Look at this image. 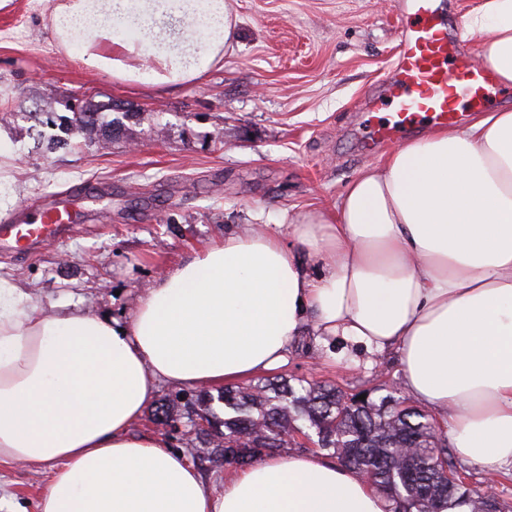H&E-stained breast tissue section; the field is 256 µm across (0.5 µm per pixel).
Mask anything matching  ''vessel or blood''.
<instances>
[{"instance_id":"vessel-or-blood-1","label":"vessel or blood","mask_w":512,"mask_h":512,"mask_svg":"<svg viewBox=\"0 0 512 512\" xmlns=\"http://www.w3.org/2000/svg\"><path fill=\"white\" fill-rule=\"evenodd\" d=\"M396 7L411 21L401 32L385 93L371 102L372 108L387 112L375 133L380 140L400 139L425 120L458 123L461 99L482 105L486 88L493 84L489 69L459 55L439 0H397ZM80 220V212L68 204L38 202L21 220L0 225V248L22 250L47 237L69 235Z\"/></svg>"}]
</instances>
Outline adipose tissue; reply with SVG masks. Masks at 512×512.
<instances>
[{
  "instance_id": "ef3b65f1",
  "label": "adipose tissue",
  "mask_w": 512,
  "mask_h": 512,
  "mask_svg": "<svg viewBox=\"0 0 512 512\" xmlns=\"http://www.w3.org/2000/svg\"><path fill=\"white\" fill-rule=\"evenodd\" d=\"M52 21L62 41L83 39L85 65L153 85L195 79L238 40L228 0H59ZM463 29L511 86L512 0H479ZM309 329L397 349L405 392L443 416L459 458L512 467V111L393 147L288 236L247 230L196 250L124 323L43 312L0 280V467L55 464L38 512H389L323 455L264 458L215 486L132 429L160 384L255 378Z\"/></svg>"
}]
</instances>
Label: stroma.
I'll use <instances>...</instances> for the list:
<instances>
[{"label": "stroma", "instance_id": "35a3bbf8", "mask_svg": "<svg viewBox=\"0 0 512 512\" xmlns=\"http://www.w3.org/2000/svg\"><path fill=\"white\" fill-rule=\"evenodd\" d=\"M394 0H231L239 40L197 78L170 89L85 67L81 40L60 46L51 0H9L0 8V97L14 112L0 127L14 156L0 162L18 200L81 193L96 202L74 236L0 250V279L33 294L49 312L71 304L125 320L167 265L263 228L287 234L298 213L330 206L391 149L363 152L366 102L396 58L402 20ZM115 101L124 130L102 147L50 150L39 143L41 112L68 115L73 94ZM281 376L356 392L398 386L395 353L369 354L299 337ZM49 464L0 469V495L34 512Z\"/></svg>", "mask_w": 512, "mask_h": 512}]
</instances>
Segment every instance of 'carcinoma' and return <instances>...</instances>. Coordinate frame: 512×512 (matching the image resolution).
Segmentation results:
<instances>
[{"label": "carcinoma", "mask_w": 512, "mask_h": 512, "mask_svg": "<svg viewBox=\"0 0 512 512\" xmlns=\"http://www.w3.org/2000/svg\"><path fill=\"white\" fill-rule=\"evenodd\" d=\"M79 117L64 118L63 135L53 148H77L72 140ZM224 406V416L213 403ZM190 423L207 429L195 433L194 464L208 462L245 467L257 459L284 452L281 434L310 431L318 448L344 467L372 476L373 485L390 502V512H450L466 504L470 512H503L497 496L473 490L458 474L438 422L409 404L399 392L360 401L322 381L262 380L248 387L204 391L192 403ZM224 440L219 447L216 441Z\"/></svg>", "instance_id": "1"}]
</instances>
